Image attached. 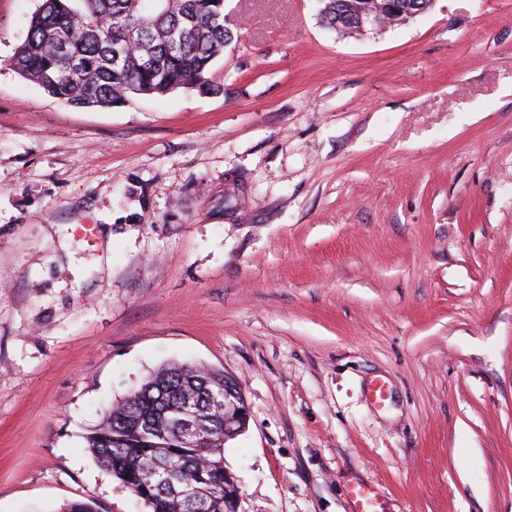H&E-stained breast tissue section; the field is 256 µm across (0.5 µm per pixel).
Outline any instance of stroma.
Masks as SVG:
<instances>
[{
  "mask_svg": "<svg viewBox=\"0 0 512 512\" xmlns=\"http://www.w3.org/2000/svg\"><path fill=\"white\" fill-rule=\"evenodd\" d=\"M41 2L0 0V512H147L85 436L182 362L240 386L238 512H512V0H225L220 93L109 108L14 70ZM325 5L320 12V20L324 26L342 35L354 37L359 33L355 12V4L360 0H324ZM339 22L336 25V20Z\"/></svg>",
  "mask_w": 512,
  "mask_h": 512,
  "instance_id": "stroma-1",
  "label": "stroma"
}]
</instances>
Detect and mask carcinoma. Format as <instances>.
Instances as JSON below:
<instances>
[{
	"label": "carcinoma",
	"mask_w": 512,
	"mask_h": 512,
	"mask_svg": "<svg viewBox=\"0 0 512 512\" xmlns=\"http://www.w3.org/2000/svg\"><path fill=\"white\" fill-rule=\"evenodd\" d=\"M320 20L343 35L359 33L360 0H324ZM145 37L126 42L128 29ZM234 38L224 0H42L16 49L17 73L75 107L107 108L135 94L177 89L220 92L206 75ZM224 373L181 364L164 369L109 407L86 436L94 459L150 512H183L170 483L209 478L206 512L235 509L238 487L224 478ZM202 418L208 445H189L173 422Z\"/></svg>",
	"instance_id": "obj_1"
}]
</instances>
